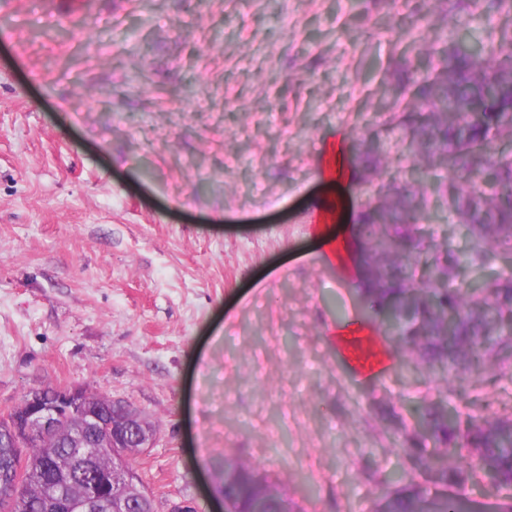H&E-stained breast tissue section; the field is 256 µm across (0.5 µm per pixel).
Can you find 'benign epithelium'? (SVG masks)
<instances>
[{
	"mask_svg": "<svg viewBox=\"0 0 512 512\" xmlns=\"http://www.w3.org/2000/svg\"><path fill=\"white\" fill-rule=\"evenodd\" d=\"M113 403L105 395L88 398L75 386L58 388L48 397L41 389L30 390L6 417L9 426L4 433L13 448L24 447L31 437L58 434L68 439L74 458L87 471L80 496L72 504L73 512H130L134 504L151 500L126 461L129 450L141 455L153 446L155 427L130 407L125 408L123 418H115L110 412ZM63 413L77 417V424L62 429L59 420ZM104 444L112 447L110 471L97 470L92 463L93 449Z\"/></svg>",
	"mask_w": 512,
	"mask_h": 512,
	"instance_id": "obj_1",
	"label": "benign epithelium"
}]
</instances>
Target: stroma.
<instances>
[{
  "mask_svg": "<svg viewBox=\"0 0 512 512\" xmlns=\"http://www.w3.org/2000/svg\"><path fill=\"white\" fill-rule=\"evenodd\" d=\"M14 0L0 13V414L82 386L146 416L133 466L154 512H224L223 460L300 512H376L413 471L400 446L439 382L395 363L356 380L333 333L370 321L361 243L328 246L325 143L384 142L385 82L417 67L390 27L512 26L490 0ZM230 391L232 400L215 404ZM461 409L512 417V383H456Z\"/></svg>",
  "mask_w": 512,
  "mask_h": 512,
  "instance_id": "obj_1",
  "label": "stroma"
}]
</instances>
